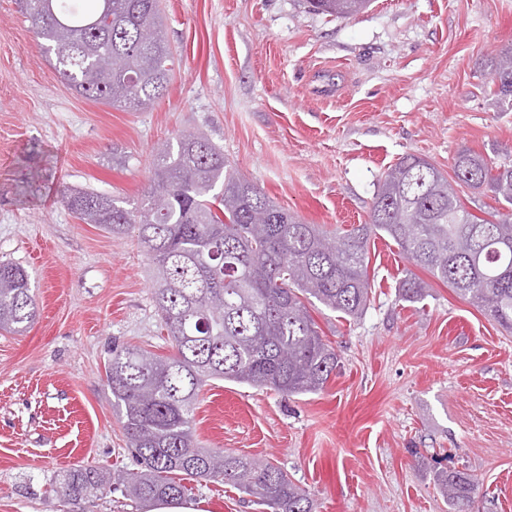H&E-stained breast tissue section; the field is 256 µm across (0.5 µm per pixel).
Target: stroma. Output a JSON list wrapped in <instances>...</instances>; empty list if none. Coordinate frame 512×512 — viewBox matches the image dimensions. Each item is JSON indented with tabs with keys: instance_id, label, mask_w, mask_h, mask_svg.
Here are the masks:
<instances>
[{
	"instance_id": "obj_1",
	"label": "stroma",
	"mask_w": 512,
	"mask_h": 512,
	"mask_svg": "<svg viewBox=\"0 0 512 512\" xmlns=\"http://www.w3.org/2000/svg\"><path fill=\"white\" fill-rule=\"evenodd\" d=\"M160 5L172 80L133 111L74 94L17 0H0V260L28 269L40 310L24 335L0 332V512H148L118 490L80 503L53 491L64 456L136 469L105 366L128 345L171 350L135 237L81 223L62 191L140 200L163 144L198 129L278 205L347 229L404 155L447 172L464 147L512 156V107L489 67L512 44V0H372L347 18L304 0ZM413 270L375 236L363 315L312 311L336 376L299 396L210 382L198 440L281 466L315 512H450L438 463L478 479L473 512H512V332L434 280L403 300ZM190 499L258 512L221 482Z\"/></svg>"
}]
</instances>
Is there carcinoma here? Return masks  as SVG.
Listing matches in <instances>:
<instances>
[{
    "label": "carcinoma",
    "mask_w": 512,
    "mask_h": 512,
    "mask_svg": "<svg viewBox=\"0 0 512 512\" xmlns=\"http://www.w3.org/2000/svg\"><path fill=\"white\" fill-rule=\"evenodd\" d=\"M314 11L347 18L370 0H307ZM46 55L78 96L130 110L164 95L173 53L159 0H19ZM151 30L144 41L141 31ZM499 99L512 106V45L491 59ZM224 151L199 132L181 133L153 162L137 202L95 190L62 199L79 220L112 235L136 233L152 266V288L172 352L129 346L112 354L106 383L139 469L112 477L91 465L63 471L55 492L97 499L117 485L142 504L184 498V481H222L265 512H314L310 493L270 461L204 448L194 411L210 380L298 395L324 388L339 366L308 310L317 302L357 318L369 302L368 251L384 234L415 266L512 330V158L469 148L454 158V181L427 159L401 157L380 179L366 224L327 230L276 205L253 182L227 172ZM493 193L508 210L469 211L455 186ZM169 196L158 208L153 193ZM415 274L400 292L421 300ZM37 317L26 270L0 262V331L25 333ZM434 479L452 512H472L478 491L463 470Z\"/></svg>",
    "instance_id": "carcinoma-1"
}]
</instances>
